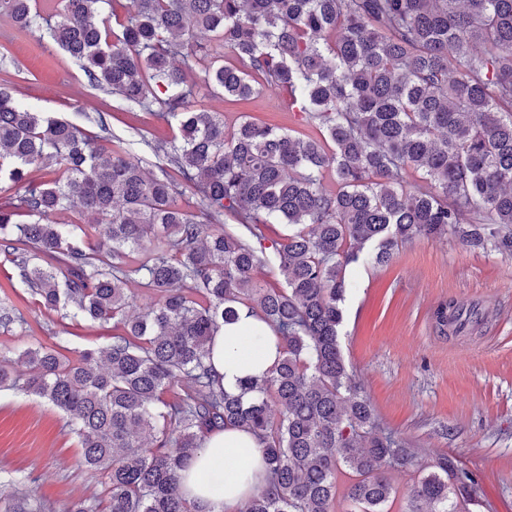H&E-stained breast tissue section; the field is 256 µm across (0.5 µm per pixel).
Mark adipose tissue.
Listing matches in <instances>:
<instances>
[{
  "label": "adipose tissue",
  "instance_id": "1",
  "mask_svg": "<svg viewBox=\"0 0 512 512\" xmlns=\"http://www.w3.org/2000/svg\"><path fill=\"white\" fill-rule=\"evenodd\" d=\"M212 367L227 391L249 375H263L278 357V338L247 308L220 325L213 338ZM266 483V464L254 436L228 428L210 434L180 479L182 495L204 512H239Z\"/></svg>",
  "mask_w": 512,
  "mask_h": 512
}]
</instances>
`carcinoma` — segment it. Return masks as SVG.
Here are the masks:
<instances>
[{
    "instance_id": "cac0c4a2",
    "label": "carcinoma",
    "mask_w": 512,
    "mask_h": 512,
    "mask_svg": "<svg viewBox=\"0 0 512 512\" xmlns=\"http://www.w3.org/2000/svg\"><path fill=\"white\" fill-rule=\"evenodd\" d=\"M109 2L61 0L45 26L32 0H0L19 30L47 28L93 88L176 129L151 145L167 161L153 176L106 127L90 135L0 85V178L23 187L0 204V251L44 308L116 331L74 362L23 350V381L0 364V389L64 411L86 469L107 478L105 507L84 499L64 512H201L180 472L229 426L256 436L268 470L239 512H333L345 467L350 512H384L394 488L382 465L412 450L352 382L339 341L346 268L383 266L400 243L447 232L512 256V0H126L114 28ZM200 60L213 96L283 91L321 137L247 115L226 130L188 84ZM412 171L427 187L407 181ZM185 189L193 210L179 203ZM68 210L88 220L56 223ZM226 215L244 232L225 229ZM262 224L289 233L266 246ZM268 250L281 288L252 281ZM131 282L150 295L136 315ZM241 306L272 327L279 357L229 392L211 336ZM469 318L453 301L436 311L445 332ZM16 324L21 313L1 305L0 328ZM475 483L444 457L421 478L417 510L451 512ZM23 485L4 488L15 512H41Z\"/></svg>"
}]
</instances>
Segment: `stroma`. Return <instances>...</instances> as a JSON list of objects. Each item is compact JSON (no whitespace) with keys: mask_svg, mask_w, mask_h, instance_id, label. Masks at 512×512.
<instances>
[{"mask_svg":"<svg viewBox=\"0 0 512 512\" xmlns=\"http://www.w3.org/2000/svg\"><path fill=\"white\" fill-rule=\"evenodd\" d=\"M207 62L194 66L195 99L223 113L226 127L241 115L295 135H318L304 114L273 93L241 104L210 95ZM35 111L89 132L107 125L158 173L149 142L172 130L149 112L124 110L119 97L94 90L79 64L49 38L16 29L0 11V80ZM340 340L349 370L370 399L380 426L414 452L413 464L385 467L396 490L388 512H409L418 481L440 456L456 459L478 479L460 512H512V257L473 250L454 235L418 236L399 245L384 266L353 264ZM19 270L0 254V292L19 309L25 328L0 331V353L65 341L79 351L108 344L111 327L40 308L19 288ZM455 301L479 313L460 335L441 331L434 312ZM68 416L21 391H0V482L24 481L45 512L77 499L107 498L102 476L80 462Z\"/></svg>","mask_w":512,"mask_h":512,"instance_id":"35a3bbf8","label":"stroma"}]
</instances>
